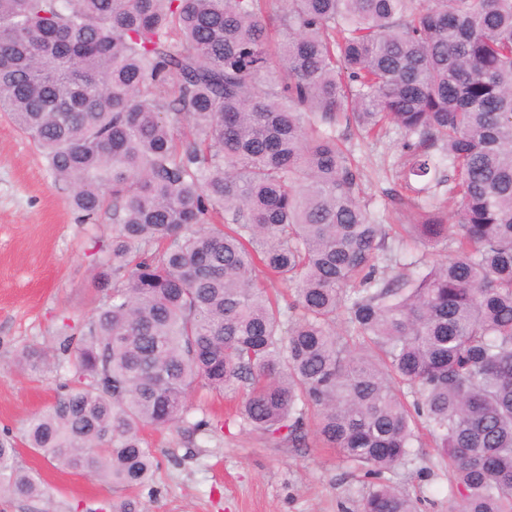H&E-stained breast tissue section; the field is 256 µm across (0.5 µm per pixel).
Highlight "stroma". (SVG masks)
<instances>
[{
	"label": "stroma",
	"mask_w": 512,
	"mask_h": 512,
	"mask_svg": "<svg viewBox=\"0 0 512 512\" xmlns=\"http://www.w3.org/2000/svg\"><path fill=\"white\" fill-rule=\"evenodd\" d=\"M403 136H349L366 175L365 197L382 207L398 186L395 161ZM33 141L0 115V432H18L46 410L72 374L67 366L20 372L22 353L55 355L66 328H78L97 305L95 276L112 243V223H78ZM161 467L152 489L138 491L143 512H356L362 486L329 448L273 444L236 425L212 435L146 431ZM20 468L37 476L48 502L0 496V512H112L123 492L90 473L20 449ZM400 490L423 499V512H448V473L436 448L423 444L391 473Z\"/></svg>",
	"instance_id": "obj_1"
}]
</instances>
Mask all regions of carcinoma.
<instances>
[{
  "mask_svg": "<svg viewBox=\"0 0 512 512\" xmlns=\"http://www.w3.org/2000/svg\"><path fill=\"white\" fill-rule=\"evenodd\" d=\"M0 112L112 220L74 381L0 436V496L46 495L20 445L151 486L144 431L201 386L334 449L359 512H419L387 474L423 433L448 512H512V0H0ZM391 125L408 224L336 136Z\"/></svg>",
  "mask_w": 512,
  "mask_h": 512,
  "instance_id": "carcinoma-1",
  "label": "carcinoma"
}]
</instances>
